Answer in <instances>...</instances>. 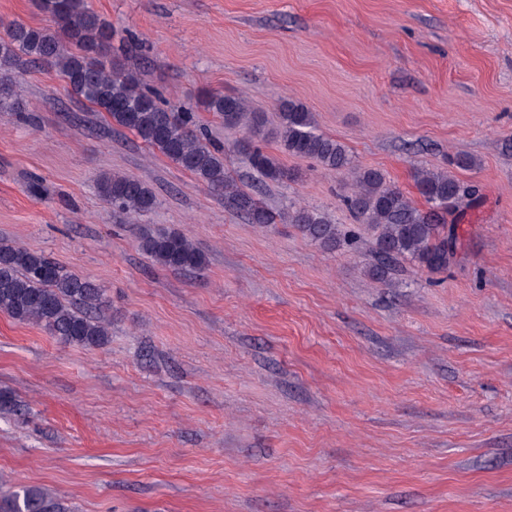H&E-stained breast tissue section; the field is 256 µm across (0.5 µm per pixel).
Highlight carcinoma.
<instances>
[{"mask_svg":"<svg viewBox=\"0 0 512 512\" xmlns=\"http://www.w3.org/2000/svg\"><path fill=\"white\" fill-rule=\"evenodd\" d=\"M55 27L23 22L0 23V112L20 108L11 71L21 57L57 70L71 92L106 114L111 125L133 133L180 169L221 193L234 211L250 224H273L275 216L250 193L240 190L224 170V155L197 134L194 114L164 109L154 94L122 65L112 62V25L88 0H37ZM207 109L224 118V127L242 132L236 148L249 154L253 168L270 181L295 174L263 152L257 144L264 119L250 112L236 96L213 95ZM282 149L297 158L315 161L321 168L350 181L344 204L361 223L376 233L377 263L369 274L379 281L390 275L389 262L407 259L431 271L448 268L458 250L456 228L448 224V204L473 192L447 169L418 170L414 183L424 206H416L376 169L353 163L344 144L317 130L313 113L301 103L280 104L276 129ZM101 196L112 213L135 220L155 209L154 191L131 175L103 173L97 179ZM305 237L333 251L346 235L317 209L292 206L280 215ZM138 245L164 268L186 270L205 265L206 257L177 231L144 232ZM0 314L18 324L42 328L57 341L81 348H99L110 336L109 301L98 285L52 261L45 254L0 241ZM5 512H67L62 503L37 487H22L6 503Z\"/></svg>","mask_w":512,"mask_h":512,"instance_id":"cac0c4a2","label":"carcinoma"}]
</instances>
